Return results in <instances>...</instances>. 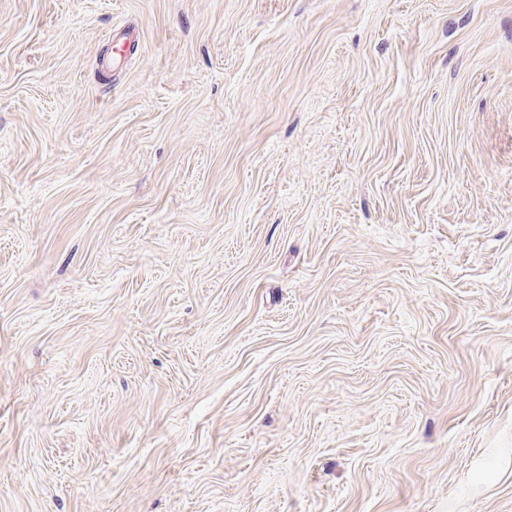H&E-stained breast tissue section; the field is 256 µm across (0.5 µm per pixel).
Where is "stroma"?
Here are the masks:
<instances>
[{"mask_svg": "<svg viewBox=\"0 0 512 512\" xmlns=\"http://www.w3.org/2000/svg\"><path fill=\"white\" fill-rule=\"evenodd\" d=\"M0 512H512V0H0Z\"/></svg>", "mask_w": 512, "mask_h": 512, "instance_id": "1", "label": "stroma"}]
</instances>
